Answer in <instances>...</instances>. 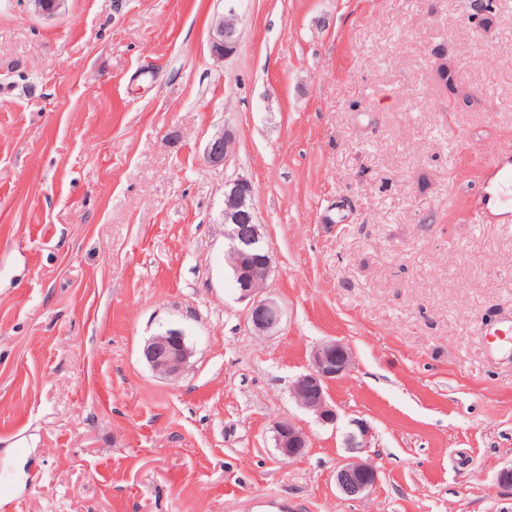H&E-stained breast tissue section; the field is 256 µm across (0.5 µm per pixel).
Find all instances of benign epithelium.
<instances>
[{
  "label": "benign epithelium",
  "mask_w": 512,
  "mask_h": 512,
  "mask_svg": "<svg viewBox=\"0 0 512 512\" xmlns=\"http://www.w3.org/2000/svg\"><path fill=\"white\" fill-rule=\"evenodd\" d=\"M35 11L53 17L65 0H30ZM240 17L234 4L227 6L210 27L209 39L214 56L224 59L231 56L239 41ZM236 147V135L229 129L216 133L205 147L206 164L217 168L225 166ZM254 190L250 181L238 177L224 183V209L221 213L224 236L230 242L225 261L232 269L238 284L240 299L248 301L246 319L260 336L276 332L283 319V309L271 297H260L256 283L265 282L273 263L271 249L255 253L256 247L266 243L264 225L260 224L253 204ZM193 350L186 333L181 328L168 327L144 344L142 355L148 365L159 375L176 380L186 371ZM352 365V353L342 342L324 341L310 354L307 371L299 375L292 385L297 403L313 413L325 424H336L338 414L329 401L328 384L346 375ZM275 447L280 456L295 460L302 457L309 446V437L291 419H280L273 425ZM373 434L370 426L352 419L344 432L343 442L353 456L336 469V486L347 499L355 501L372 489L377 472L362 462L357 454L371 447Z\"/></svg>",
  "instance_id": "1"
}]
</instances>
